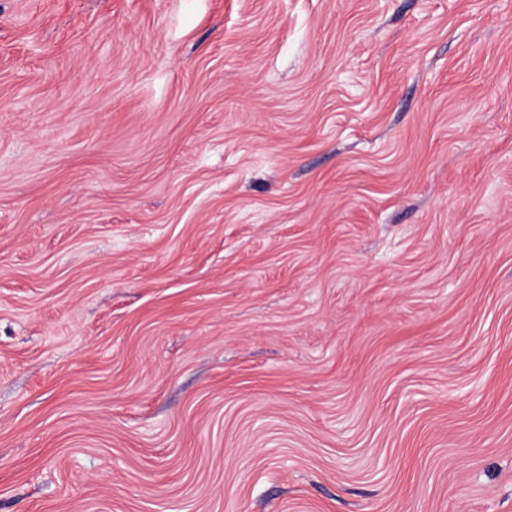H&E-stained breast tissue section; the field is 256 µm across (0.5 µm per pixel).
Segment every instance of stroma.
Instances as JSON below:
<instances>
[{
  "label": "stroma",
  "mask_w": 512,
  "mask_h": 512,
  "mask_svg": "<svg viewBox=\"0 0 512 512\" xmlns=\"http://www.w3.org/2000/svg\"><path fill=\"white\" fill-rule=\"evenodd\" d=\"M0 512H512V0H0Z\"/></svg>",
  "instance_id": "1"
}]
</instances>
